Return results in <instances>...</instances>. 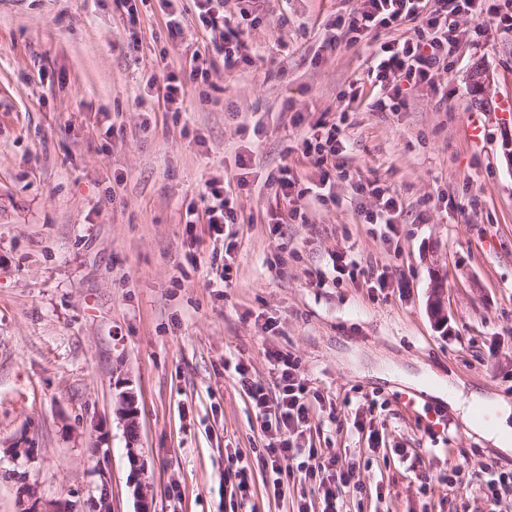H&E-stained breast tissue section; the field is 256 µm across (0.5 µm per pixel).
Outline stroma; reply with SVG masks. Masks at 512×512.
<instances>
[{"mask_svg":"<svg viewBox=\"0 0 512 512\" xmlns=\"http://www.w3.org/2000/svg\"><path fill=\"white\" fill-rule=\"evenodd\" d=\"M355 5L224 0L225 13L258 21L243 29L251 63L228 73L194 0H149L134 25L122 0H0V512L58 500L97 512L103 476L112 512L145 500L152 512H297L313 485L294 472L284 498L267 492L270 437L233 371L241 361L271 382L270 345L299 359L322 399L302 446L336 452L360 478L344 512H489L477 484L448 476L510 472L512 454L447 401L375 369L429 371L512 402V113L499 109L512 95V29L467 23L440 78L447 98L416 87L380 112L366 43L320 48ZM197 51L215 63L210 78L188 80L181 110H168L167 75L187 77ZM323 115L348 141L347 174L333 201L287 200L270 178L287 165L299 188L316 180L300 139ZM240 153L252 157L245 174ZM354 176L403 201L397 247L361 222ZM215 178L236 200L229 255L206 225L185 226ZM339 253L387 272L388 287L338 280ZM437 276L443 328L427 307ZM13 448L32 454L16 460ZM237 453L244 495L224 479Z\"/></svg>","mask_w":512,"mask_h":512,"instance_id":"1","label":"stroma"}]
</instances>
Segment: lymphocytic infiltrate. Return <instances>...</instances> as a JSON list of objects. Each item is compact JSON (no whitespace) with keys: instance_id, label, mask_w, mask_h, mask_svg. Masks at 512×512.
<instances>
[{"instance_id":"1","label":"lymphocytic infiltrate","mask_w":512,"mask_h":512,"mask_svg":"<svg viewBox=\"0 0 512 512\" xmlns=\"http://www.w3.org/2000/svg\"><path fill=\"white\" fill-rule=\"evenodd\" d=\"M197 8L202 25L218 33L223 42L225 70L249 61L248 45L230 16L217 9L214 0H197ZM464 17H492L512 29V0H358L348 14L337 17V32L326 38L323 46L335 48L341 37L350 45L366 41L370 49L368 76L382 92L376 105L383 111L402 100L403 85L434 84L439 70L447 68L458 47L460 20ZM408 23L413 26L412 36H400L401 26ZM302 147L303 156L319 171L315 196L325 200L334 185L329 164L345 149L339 126L319 123L316 131L304 137ZM207 188L203 209H186L185 220L190 225L206 222L209 233L220 238L225 227L237 221L235 200L219 180L209 181ZM353 190L366 200L358 209L364 223L382 225L383 243L394 241L403 212L401 200L370 180L356 181ZM265 358L276 376L274 387L253 378L243 363H236L235 371L260 415L262 428L276 433L267 448L273 493L281 495L282 473L285 467L293 466L313 480L321 512H342L340 499L343 491L354 485L355 469L339 455L328 456L322 449L299 445L298 439L309 429L313 412L310 381L292 355L270 347Z\"/></svg>"}]
</instances>
